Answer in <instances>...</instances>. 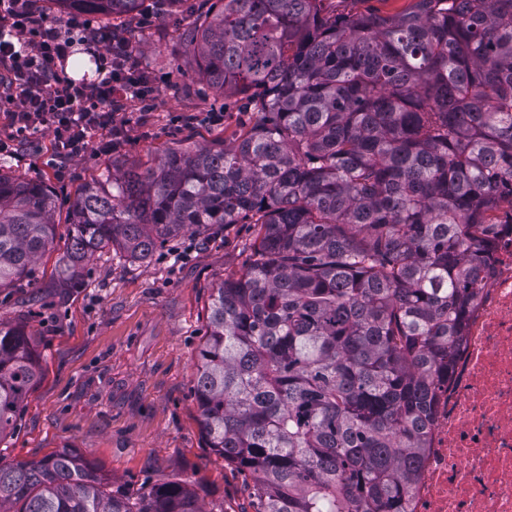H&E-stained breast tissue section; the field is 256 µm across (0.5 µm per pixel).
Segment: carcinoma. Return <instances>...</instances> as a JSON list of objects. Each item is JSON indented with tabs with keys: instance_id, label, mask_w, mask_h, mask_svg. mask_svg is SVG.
<instances>
[{
	"instance_id": "obj_1",
	"label": "carcinoma",
	"mask_w": 512,
	"mask_h": 512,
	"mask_svg": "<svg viewBox=\"0 0 512 512\" xmlns=\"http://www.w3.org/2000/svg\"><path fill=\"white\" fill-rule=\"evenodd\" d=\"M186 51L251 126L167 152L72 205L62 280L96 252L147 263L179 235L254 224L209 306L193 393L255 512H405L438 385L455 371L488 226L512 206V0H205ZM134 37L145 0H46ZM55 190L0 172V288L54 243ZM42 374L0 321V439ZM0 512H207L190 482L134 493L75 448L0 463ZM412 0H323V8L336 14H359L375 12L381 15H395L404 12Z\"/></svg>"
}]
</instances>
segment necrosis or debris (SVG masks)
<instances>
[{
	"label": "necrosis or debris",
	"mask_w": 512,
	"mask_h": 512,
	"mask_svg": "<svg viewBox=\"0 0 512 512\" xmlns=\"http://www.w3.org/2000/svg\"><path fill=\"white\" fill-rule=\"evenodd\" d=\"M456 370L432 405L406 512H512V212L493 225Z\"/></svg>",
	"instance_id": "necrosis-or-debris-1"
}]
</instances>
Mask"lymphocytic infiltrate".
Returning <instances> with one entry per match:
<instances>
[{
	"mask_svg": "<svg viewBox=\"0 0 512 512\" xmlns=\"http://www.w3.org/2000/svg\"><path fill=\"white\" fill-rule=\"evenodd\" d=\"M96 61L93 78L75 79L66 62L75 47ZM0 110L12 129L0 138V156L17 153L23 139L51 134V167L61 170L82 157L91 137L110 152L125 135L131 108L150 111L159 94L151 72L135 63L129 37L70 13L47 22L38 0H0Z\"/></svg>",
	"mask_w": 512,
	"mask_h": 512,
	"instance_id": "obj_1",
	"label": "lymphocytic infiltrate"
}]
</instances>
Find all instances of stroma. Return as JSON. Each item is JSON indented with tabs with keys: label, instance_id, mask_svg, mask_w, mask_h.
<instances>
[{
	"label": "stroma",
	"instance_id": "35a3bbf8",
	"mask_svg": "<svg viewBox=\"0 0 512 512\" xmlns=\"http://www.w3.org/2000/svg\"><path fill=\"white\" fill-rule=\"evenodd\" d=\"M189 26L176 6L138 18L135 57L157 75L161 89L151 111L128 114L119 149L102 155L89 147L61 180L46 164L50 135L44 131L0 161L4 171L43 181L60 196L53 246L30 278L0 289V318L25 325L42 368L15 432L0 441V461L75 448L116 488L134 492L182 478L192 482L206 512H254L250 476L205 445L192 380L211 294L248 264L255 225L171 239L148 266L107 248L91 258L75 288L58 276L70 206L85 184L133 163L156 165L174 148L230 138L250 123L238 98L190 80L194 65L183 53ZM209 112L223 113V122H206Z\"/></svg>",
	"mask_w": 512,
	"mask_h": 512
}]
</instances>
